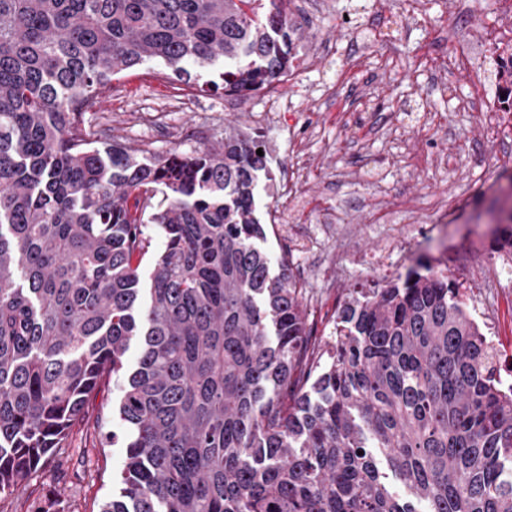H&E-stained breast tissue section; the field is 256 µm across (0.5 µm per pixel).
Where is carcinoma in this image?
Here are the masks:
<instances>
[{"label":"carcinoma","mask_w":512,"mask_h":512,"mask_svg":"<svg viewBox=\"0 0 512 512\" xmlns=\"http://www.w3.org/2000/svg\"><path fill=\"white\" fill-rule=\"evenodd\" d=\"M290 3L0 0V497L111 375L125 463L100 512H512V384L447 272L349 293L324 362L263 248L260 143L155 156L85 126L149 60L185 83L219 65L240 97L281 82Z\"/></svg>","instance_id":"carcinoma-1"}]
</instances>
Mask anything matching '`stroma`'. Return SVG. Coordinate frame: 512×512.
I'll return each instance as SVG.
<instances>
[{
    "instance_id": "35a3bbf8",
    "label": "stroma",
    "mask_w": 512,
    "mask_h": 512,
    "mask_svg": "<svg viewBox=\"0 0 512 512\" xmlns=\"http://www.w3.org/2000/svg\"><path fill=\"white\" fill-rule=\"evenodd\" d=\"M421 4L415 20L408 0H293L305 33L284 82L238 99L211 87L216 68L185 84L148 61L113 80L86 127L156 155L203 151L229 132L260 138L276 188L256 197L266 248L288 256L318 344L353 289L386 287L427 261L447 270L512 383V275L502 270L512 252L491 235L512 132L490 134L477 113L458 111L468 90L454 75L462 43L488 62L502 5ZM118 397L103 384L63 448L0 512H33L49 493L59 512H99L124 463L109 439L123 430L112 417Z\"/></svg>"
}]
</instances>
